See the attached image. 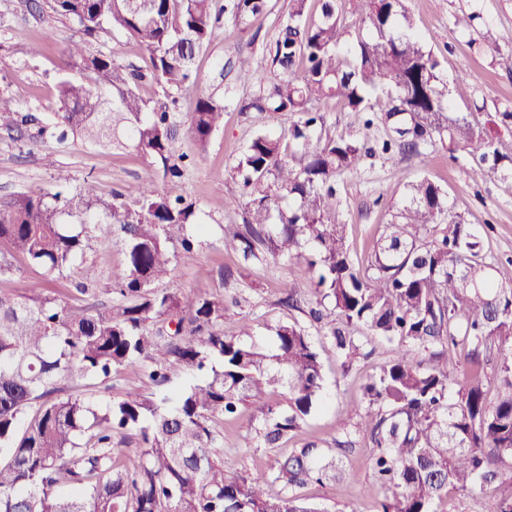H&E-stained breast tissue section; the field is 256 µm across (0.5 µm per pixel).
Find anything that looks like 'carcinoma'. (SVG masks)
Segmentation results:
<instances>
[{"label": "carcinoma", "mask_w": 512, "mask_h": 512, "mask_svg": "<svg viewBox=\"0 0 512 512\" xmlns=\"http://www.w3.org/2000/svg\"><path fill=\"white\" fill-rule=\"evenodd\" d=\"M213 2L53 0V11L83 34L109 24L136 43L147 52L144 68L129 70L73 40L67 64L90 72L93 85L62 78L50 124L0 95V131L40 124L62 140L132 147L146 160L145 180L163 182L160 192L128 185L110 202L93 184L72 197L35 185L0 199L1 276L15 274L22 259L48 283L67 277L89 248L87 225L104 216L118 226L125 253L108 304L78 308L50 288L0 291V512H321L297 491L343 479L336 449L351 446L348 430L332 448L308 442L266 470L225 476L219 422L253 406L259 442L278 447L320 401V354L295 323L278 325L267 345L242 340L251 336L246 322L241 336H226L224 313L237 300L216 293L190 301L160 287L178 254H193L204 234L195 204L180 192L186 163L172 146L178 98L195 84L193 61L220 18L247 26L267 7V0H224L217 14ZM339 2L322 0L310 19L308 0H288L270 48L271 76L249 57L237 59L239 74L258 86L241 110L292 117L294 155L271 132L247 145L234 167L246 215L224 225V250L242 270L268 255L308 254L310 287L320 296L308 314L343 368L368 356L353 327L406 342L366 385L357 432L375 448L372 469L385 491L379 512H431L448 490L485 491L512 464V281L493 277L482 237L449 215L444 189L427 178L409 185L377 240L371 273H360L336 178L359 171L374 148L355 134L322 135L318 104L338 98L368 127L381 93L382 152L463 149L475 179H512V132L504 138L491 129L494 120L450 115L439 62L412 31L403 0H348L369 38L356 36L344 51L351 31ZM146 81L162 97H143ZM225 109L223 93L197 98L191 130L200 149L224 126ZM493 356L499 390L491 404L480 368ZM137 362L143 383L156 387L182 374L200 378L172 398L139 387L105 402L56 395L63 378H106ZM453 363L466 367L463 379L451 377ZM274 393L286 404H271Z\"/></svg>", "instance_id": "1"}]
</instances>
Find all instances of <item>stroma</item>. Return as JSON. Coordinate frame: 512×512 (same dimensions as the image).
Masks as SVG:
<instances>
[{
	"mask_svg": "<svg viewBox=\"0 0 512 512\" xmlns=\"http://www.w3.org/2000/svg\"><path fill=\"white\" fill-rule=\"evenodd\" d=\"M406 6L416 31L440 64L452 115L483 123L490 115L512 108V75L493 63L497 50L512 47V0H407ZM470 12L479 15L474 26H458L457 16ZM287 17L288 0H268L265 14L251 25L218 26L211 42L196 56L193 71L199 91L221 85L233 96L224 112V126L213 135L207 150H199L189 129L191 97L180 101L181 123L175 149L194 160L182 178V193L196 204L208 232L193 256L178 257L168 288L190 299L216 292L238 296L239 305L224 315V333L228 336L238 335L241 323L246 321L252 326L253 341L264 344L278 325L297 323L320 353L324 391L330 398L329 406L319 407L273 449L259 447L253 431L258 413L253 407H242L235 419L221 426L226 450L224 472L229 477L268 467L289 449L305 443L331 441L340 435L341 422L352 426L360 422L369 377L378 374L402 347L399 340L371 338L365 328H357L358 336L368 337L371 355L352 370H344L318 325L310 320L307 307L292 309L281 302L286 282H307L303 259L269 257L228 282L218 275L219 270L237 263L236 256L224 250L222 227L242 223L246 210V199L233 183L236 160L258 132L280 134L289 125L283 117L242 111V104L249 101L255 88L238 79L233 61L242 54L250 57L258 70H268V47ZM488 30L495 41L481 44V35ZM82 37L73 20L53 12L51 0H0V95L10 97L21 111L41 117L58 111L55 85L72 72L62 50L65 44ZM35 45L40 46V54H31ZM462 69L467 78L460 82L456 74ZM367 137L376 148L375 154L365 158L360 171L336 179L351 256L360 270H368L375 243L401 205L408 184L427 177L444 188L451 211L483 235L484 252L497 268L498 280H512V180L491 176L473 181V161L463 151L451 154L429 147L413 157L379 153L378 147L386 137V128L379 120L374 121ZM48 153L56 160V167L43 165L42 158ZM143 168V156L131 148L103 151L75 138L62 142L51 134H38L33 127L10 134L0 131V198L32 185L55 188L58 175L63 174L67 177L62 187L65 194L76 195L91 183L108 200L113 192L137 182ZM217 198L223 199L224 208L215 212L211 202ZM88 231L89 250L56 287L70 294L80 283L104 303L112 297V272L121 266L124 254L112 224H92ZM202 267L209 269V276L199 275ZM139 383L138 367L127 365L108 379L64 380L60 387L66 395L105 401ZM371 454L368 439L358 438L355 447L337 453L346 469L345 480L308 485L300 489V496L326 512H377L383 492L372 475Z\"/></svg>",
	"mask_w": 512,
	"mask_h": 512,
	"instance_id": "obj_1",
	"label": "stroma"
}]
</instances>
